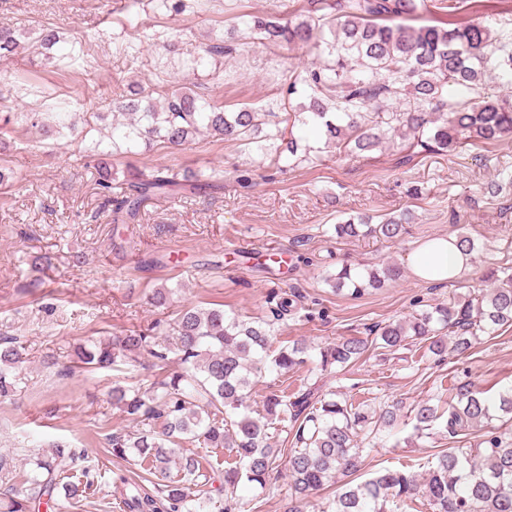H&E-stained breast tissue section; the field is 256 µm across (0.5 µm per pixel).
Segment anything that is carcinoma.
<instances>
[{"label": "carcinoma", "instance_id": "1", "mask_svg": "<svg viewBox=\"0 0 512 512\" xmlns=\"http://www.w3.org/2000/svg\"><path fill=\"white\" fill-rule=\"evenodd\" d=\"M304 18L297 22L253 17L242 20L258 40L268 44L319 48L322 60L293 71L288 94L307 93L302 112L279 117L253 105L227 112L224 106L195 91L196 76L218 54L232 51L217 37L203 52L190 51L182 83L173 90L146 82L118 101L116 109L129 116L112 151L96 142L90 156L97 159L94 182L101 207L114 224H137L141 209L152 199L179 196L191 200L219 180L199 184L174 169L126 175L115 184L111 152L138 154L139 142L183 146L200 133L250 145L265 134L286 141L287 165L310 162L309 151L298 154L287 125L298 123L325 129L328 142L345 155L370 152L386 136L401 139L409 161L422 151L455 152L467 141L494 144L512 135V95L492 92V80L512 89V28L505 31L487 21L465 27L448 23L408 25L430 12L427 0H305ZM22 34L0 27V57L21 46ZM34 50L49 58L65 59L72 50L57 31L42 29ZM409 215L390 216L378 223L370 216L349 218L336 225L344 239L393 241L406 233ZM400 267L386 264L341 266L329 279L334 292L360 296L397 277ZM294 299L288 292L272 298L273 320L288 316ZM512 325V273L498 285L475 290L462 299L440 302L421 312L373 331V336H350L318 349L295 342L269 356L274 324L264 319L243 320L222 308L190 306L171 323L159 320L144 332L132 331L93 349L78 346L75 355L96 370H110L123 359L146 351L164 369L174 354L181 370L148 388H112V405L132 420L149 426L137 436L114 433L112 456L133 453L156 479L148 491L123 474L114 478L120 489V512H223V492L245 480L261 487L275 469L281 449L270 440L278 432L292 434L288 476L295 497L327 484L336 495L321 512H411L423 498L432 512H512V389L492 399L468 376L452 377L435 400L411 407L413 435L427 438L439 431L451 443L474 436L467 447L432 454L423 482L402 468H385L353 483L370 449L363 442L394 426L397 405L378 409L354 404L336 393L304 385L283 389L257 414L249 404L252 379L265 370L285 375L304 367L317 351L320 369H342L377 350L395 353L417 344L438 358H467L480 340ZM24 362L17 339L0 337V396L16 393L15 369ZM224 448L234 465L224 471V485L194 493L191 487L213 485L206 464L183 453V444ZM23 494L0 499V512H35L43 502H71L89 493L90 468L76 449L59 441L38 446ZM177 468L178 475L171 474Z\"/></svg>", "mask_w": 512, "mask_h": 512}]
</instances>
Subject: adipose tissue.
<instances>
[{
    "instance_id": "obj_1",
    "label": "adipose tissue",
    "mask_w": 512,
    "mask_h": 512,
    "mask_svg": "<svg viewBox=\"0 0 512 512\" xmlns=\"http://www.w3.org/2000/svg\"><path fill=\"white\" fill-rule=\"evenodd\" d=\"M414 274L427 282H443L461 277L470 268L468 255L452 236H440L422 244L408 257Z\"/></svg>"
}]
</instances>
